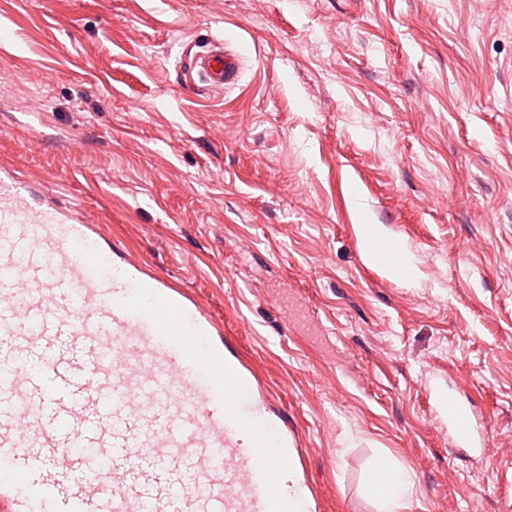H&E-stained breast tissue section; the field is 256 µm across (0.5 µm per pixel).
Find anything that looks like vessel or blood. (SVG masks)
I'll return each mask as SVG.
<instances>
[{"instance_id": "vessel-or-blood-1", "label": "vessel or blood", "mask_w": 512, "mask_h": 512, "mask_svg": "<svg viewBox=\"0 0 512 512\" xmlns=\"http://www.w3.org/2000/svg\"><path fill=\"white\" fill-rule=\"evenodd\" d=\"M199 66L228 86L240 59ZM251 390L191 292L0 163V512H288V432Z\"/></svg>"}]
</instances>
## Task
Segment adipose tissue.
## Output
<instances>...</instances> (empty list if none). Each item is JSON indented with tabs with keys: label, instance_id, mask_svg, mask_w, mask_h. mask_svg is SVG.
<instances>
[{
	"label": "adipose tissue",
	"instance_id": "ef3b65f1",
	"mask_svg": "<svg viewBox=\"0 0 512 512\" xmlns=\"http://www.w3.org/2000/svg\"><path fill=\"white\" fill-rule=\"evenodd\" d=\"M360 232L363 250L370 262L407 285L419 282L422 272L404 243L388 237L377 224L361 225ZM375 466L383 470L384 477L369 479L365 486L367 494L377 502L380 512H403L414 486L412 470L384 456L377 459Z\"/></svg>",
	"mask_w": 512,
	"mask_h": 512
}]
</instances>
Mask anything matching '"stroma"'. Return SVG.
I'll return each instance as SVG.
<instances>
[{
	"mask_svg": "<svg viewBox=\"0 0 512 512\" xmlns=\"http://www.w3.org/2000/svg\"><path fill=\"white\" fill-rule=\"evenodd\" d=\"M1 72L0 162L210 307L314 512H378L382 453L404 512H512V0H0ZM200 69L212 87L229 86L239 74V55L226 47L211 50L200 58ZM363 250L366 258L384 268L407 285H415L423 273L415 264L407 246L388 237L378 224L360 225ZM439 403L448 416V425L456 440L467 444L482 442L486 428L479 422L471 407L450 391L440 396ZM378 469L384 471L382 480L374 476L366 482V493L377 502L380 512H400L406 508V500L414 486V474L411 469L400 466L388 457H380L371 473Z\"/></svg>",
	"mask_w": 512,
	"mask_h": 512,
	"instance_id": "35a3bbf8",
	"label": "stroma"
}]
</instances>
